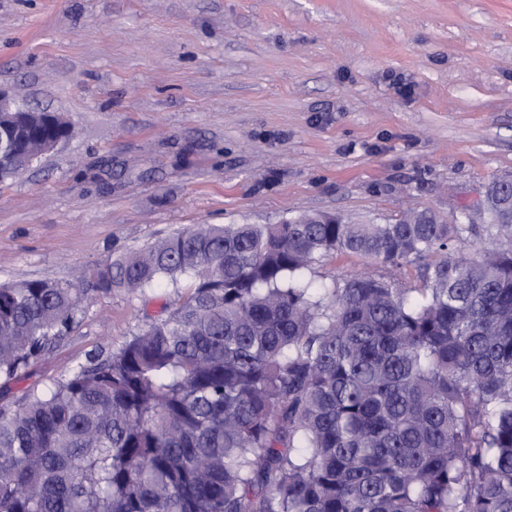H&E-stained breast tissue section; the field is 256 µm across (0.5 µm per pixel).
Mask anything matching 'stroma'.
Here are the masks:
<instances>
[{"label":"stroma","instance_id":"35a3bbf8","mask_svg":"<svg viewBox=\"0 0 512 512\" xmlns=\"http://www.w3.org/2000/svg\"><path fill=\"white\" fill-rule=\"evenodd\" d=\"M0 88L76 130L0 184L2 283L71 282L191 224L448 218L512 176V0H0ZM188 292L98 294L0 396Z\"/></svg>","mask_w":512,"mask_h":512}]
</instances>
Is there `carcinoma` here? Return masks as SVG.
<instances>
[{"label": "carcinoma", "mask_w": 512, "mask_h": 512, "mask_svg": "<svg viewBox=\"0 0 512 512\" xmlns=\"http://www.w3.org/2000/svg\"><path fill=\"white\" fill-rule=\"evenodd\" d=\"M488 192L481 224H193L92 278L0 284L7 384L97 293L190 281L0 404V512H512V189ZM329 255L384 273L317 285Z\"/></svg>", "instance_id": "carcinoma-1"}]
</instances>
